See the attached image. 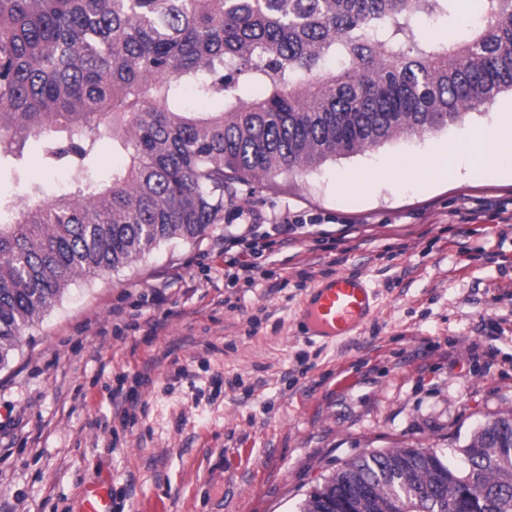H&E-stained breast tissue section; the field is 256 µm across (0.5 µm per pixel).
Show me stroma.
<instances>
[{
    "mask_svg": "<svg viewBox=\"0 0 512 512\" xmlns=\"http://www.w3.org/2000/svg\"><path fill=\"white\" fill-rule=\"evenodd\" d=\"M505 92L448 128L339 156L310 173L238 184L194 242L77 278L0 366V512H81L108 481L112 512H300L344 461L374 450L452 452L512 413V223L482 209L512 180L343 191L357 169L422 158L490 125ZM29 147L0 164V197L66 184ZM255 214L267 276L224 275V242ZM301 215L297 243L274 233ZM369 278L375 316L329 345L299 304L320 280ZM139 393L127 414L112 392Z\"/></svg>",
    "mask_w": 512,
    "mask_h": 512,
    "instance_id": "35a3bbf8",
    "label": "stroma"
}]
</instances>
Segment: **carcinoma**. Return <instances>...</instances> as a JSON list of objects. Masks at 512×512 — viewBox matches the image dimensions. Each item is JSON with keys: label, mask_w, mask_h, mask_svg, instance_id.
Segmentation results:
<instances>
[{"label": "carcinoma", "mask_w": 512, "mask_h": 512, "mask_svg": "<svg viewBox=\"0 0 512 512\" xmlns=\"http://www.w3.org/2000/svg\"><path fill=\"white\" fill-rule=\"evenodd\" d=\"M216 110L190 111L186 91ZM512 92V0H0V159L71 172L0 200V366L81 274L194 242L235 184L453 125ZM103 138L125 154L107 175ZM512 417L346 461L301 512H512Z\"/></svg>", "instance_id": "carcinoma-1"}]
</instances>
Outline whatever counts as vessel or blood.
<instances>
[{
    "label": "vessel or blood",
    "instance_id": "vessel-or-blood-1",
    "mask_svg": "<svg viewBox=\"0 0 512 512\" xmlns=\"http://www.w3.org/2000/svg\"><path fill=\"white\" fill-rule=\"evenodd\" d=\"M375 295L357 276L341 275L316 284L302 309L309 335L327 341L356 335L371 317ZM82 512H112L108 484L95 483L83 494Z\"/></svg>",
    "mask_w": 512,
    "mask_h": 512
}]
</instances>
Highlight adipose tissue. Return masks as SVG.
Masks as SVG:
<instances>
[{
    "mask_svg": "<svg viewBox=\"0 0 512 512\" xmlns=\"http://www.w3.org/2000/svg\"><path fill=\"white\" fill-rule=\"evenodd\" d=\"M499 169L512 176V113L505 114L492 126H477L465 139L448 144L435 155L405 166L390 163L378 172V179L395 181L409 173L424 181L445 180L459 175L461 170Z\"/></svg>",
    "mask_w": 512,
    "mask_h": 512,
    "instance_id": "adipose-tissue-1",
    "label": "adipose tissue"
}]
</instances>
